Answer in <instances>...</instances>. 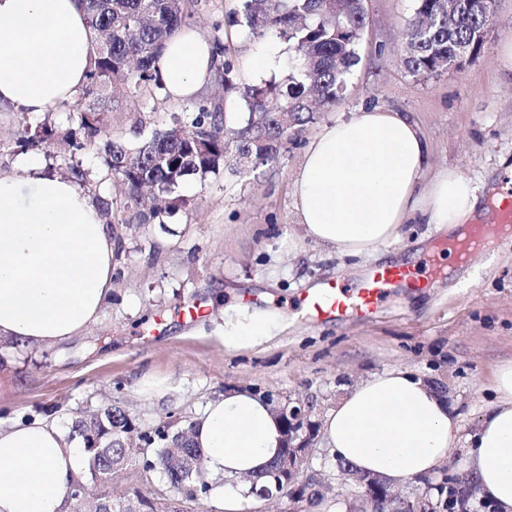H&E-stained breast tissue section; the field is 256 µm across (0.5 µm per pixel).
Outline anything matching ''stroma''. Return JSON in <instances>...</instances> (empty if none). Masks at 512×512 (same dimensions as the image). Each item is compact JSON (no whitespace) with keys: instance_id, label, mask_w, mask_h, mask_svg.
Masks as SVG:
<instances>
[{"instance_id":"stroma-1","label":"stroma","mask_w":512,"mask_h":512,"mask_svg":"<svg viewBox=\"0 0 512 512\" xmlns=\"http://www.w3.org/2000/svg\"><path fill=\"white\" fill-rule=\"evenodd\" d=\"M367 22L346 96L295 133L275 163L232 173L221 168L187 179L181 205L161 222L119 228L112 297L83 336L36 348L0 344V428L46 420L70 426L73 417L106 405L128 411L144 428L172 417L201 415L231 389L261 388L313 402L322 423L337 401L370 376L401 367L434 386L458 416L457 447L479 426L502 364L512 362V248L489 246L470 263L448 260V235L431 224H410L388 254L349 258L304 238L293 205L303 153L320 128L366 107L398 112L419 128L429 153L431 181L453 167L475 182L512 172V72L498 53L512 41V0H494L484 48L464 68L416 77L403 64L405 24L414 0H364ZM236 0H198L190 24L202 37H227L238 89L206 84L195 100L137 97L113 102L112 130L136 119L220 105L229 121L241 113L239 88L288 71V44L268 34L253 39L227 23ZM279 59L269 74L244 76L248 59ZM81 188L123 209L118 184L104 180L96 154L80 156ZM417 267H445L434 287L387 301L372 318L316 322L301 314L300 297L321 282H354L389 254ZM196 303L202 316L183 318ZM260 312L276 315L270 336L229 347L224 329ZM95 495L138 489L165 493L166 477L128 467L117 479L87 476Z\"/></svg>"}]
</instances>
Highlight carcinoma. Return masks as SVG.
Here are the masks:
<instances>
[{"label":"carcinoma","mask_w":512,"mask_h":512,"mask_svg":"<svg viewBox=\"0 0 512 512\" xmlns=\"http://www.w3.org/2000/svg\"><path fill=\"white\" fill-rule=\"evenodd\" d=\"M197 0H79L93 35V56L86 83L73 103L66 102L67 125L45 119L19 131L25 142L50 144L61 138L69 150L68 169L83 178L74 155L96 152L107 174L124 191L128 216L123 224H151L165 213L142 208L144 195L162 198L167 207L184 202L178 189L189 176L201 179L219 171L231 154L265 165L277 160L290 133L315 120L316 104L332 106L347 88L350 69L366 25L362 0H238L235 23L253 38L274 32L288 42L291 68L280 81L243 89L247 116L226 129L218 105L201 104L187 116L172 113L152 128L140 123L129 131L106 132L101 103L125 94L145 100L168 99L159 61L166 42L186 28ZM474 0H415L405 27V68L414 76L444 72L460 49L476 56L484 48L482 32L492 0L481 11ZM213 67L224 91L236 89L227 58L229 46L215 38ZM192 422L170 420L135 430L119 406L87 412L71 423V435L85 441L92 475L114 474L127 466L161 471L172 499L209 501L216 487L204 468L203 450L189 440ZM95 435L96 443L90 442ZM111 512H176L163 508L150 493L100 497L92 509Z\"/></svg>","instance_id":"obj_1"}]
</instances>
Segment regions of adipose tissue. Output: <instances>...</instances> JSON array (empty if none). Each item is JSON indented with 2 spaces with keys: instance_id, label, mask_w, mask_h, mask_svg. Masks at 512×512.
<instances>
[{
  "instance_id": "1",
  "label": "adipose tissue",
  "mask_w": 512,
  "mask_h": 512,
  "mask_svg": "<svg viewBox=\"0 0 512 512\" xmlns=\"http://www.w3.org/2000/svg\"><path fill=\"white\" fill-rule=\"evenodd\" d=\"M91 33L76 0H0V111L40 116L75 101L90 66ZM212 46L195 30L167 41L160 72L171 99L194 98L211 76ZM0 172V343L61 344L95 323L112 292L117 241L97 205L35 156ZM425 140L400 113L366 108L324 125L304 152L293 197L305 237L347 256L398 240L403 224L454 229L474 219L479 188L448 168L430 182ZM497 400L459 459L499 512H512V364ZM457 418L407 369L373 375L326 416L336 457L401 484L433 473L454 451ZM192 440L207 471L226 478L213 496L224 512L243 501L233 478L263 473L282 445V424L259 396L236 390L210 402ZM80 438L37 421L0 430V512H67V491L86 470Z\"/></svg>"
}]
</instances>
